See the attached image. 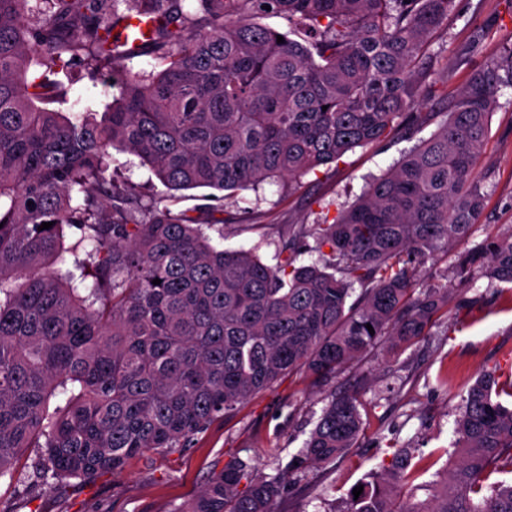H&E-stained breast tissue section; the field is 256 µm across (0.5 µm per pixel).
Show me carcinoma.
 Here are the masks:
<instances>
[{
  "label": "carcinoma",
  "instance_id": "obj_1",
  "mask_svg": "<svg viewBox=\"0 0 512 512\" xmlns=\"http://www.w3.org/2000/svg\"><path fill=\"white\" fill-rule=\"evenodd\" d=\"M27 2L0 0V479L27 448L40 449L38 482L120 470L186 447L287 374L321 379L429 334L448 293L417 286L435 253L478 226L487 192L475 169L496 98L512 90V49L451 98L422 82L455 0H197V13L183 0H127L121 14L118 0H44L35 19ZM131 15L158 21L134 32L136 50L112 35ZM145 50L159 68L120 72L105 112L73 122L40 106L48 75L71 60L114 73ZM436 94L449 99L437 130L333 222L288 225L273 266L253 248L212 244L203 225L112 172L118 145L170 191L295 183L357 147L413 139L437 117L415 108ZM310 236L319 259L297 266ZM86 241L91 266L57 268ZM480 271L512 285V234L455 253L460 296ZM503 394L512 377L469 387L457 455L424 484L426 499L398 494L424 470L404 448L344 512H512ZM360 406L355 393L331 396L275 476L228 462L179 512H281L297 465L326 467L356 445ZM493 473L510 478L485 485Z\"/></svg>",
  "mask_w": 512,
  "mask_h": 512
}]
</instances>
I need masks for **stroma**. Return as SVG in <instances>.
Returning a JSON list of instances; mask_svg holds the SVG:
<instances>
[{"mask_svg":"<svg viewBox=\"0 0 512 512\" xmlns=\"http://www.w3.org/2000/svg\"><path fill=\"white\" fill-rule=\"evenodd\" d=\"M510 47L512 0H456L444 34L433 45L439 57L431 79L455 92L471 70ZM52 79L62 88L54 109L72 119L89 108L104 111L116 93L111 75L91 77L79 62ZM409 147L406 141L383 151L359 147L342 162L303 176L297 186L267 181L228 199L215 197L208 188L169 194L136 156L116 147L112 158L150 195L208 223L213 244L255 249L272 265L289 225L334 218ZM477 176L488 199L482 224L469 240L473 246L487 235L512 233L510 90L500 93L492 110ZM227 211L235 214L234 223H222ZM453 259V254L442 253L427 263L424 285L448 291V313L429 336L396 353L376 347L318 382L302 373L284 378L233 415L216 418L187 448L140 455L115 472L62 484L38 483L32 467L36 451L27 449L12 477L0 480V512H177L230 460L247 461L254 475L274 476L278 458H290L303 448L330 396L353 389L364 403L359 441L334 465L296 471L287 512H343L353 489L392 468L404 447L444 468L454 458L455 424L470 385L480 375L512 367V305L481 276L469 292L478 299V308L464 309L452 280Z\"/></svg>","mask_w":512,"mask_h":512,"instance_id":"obj_1","label":"stroma"}]
</instances>
